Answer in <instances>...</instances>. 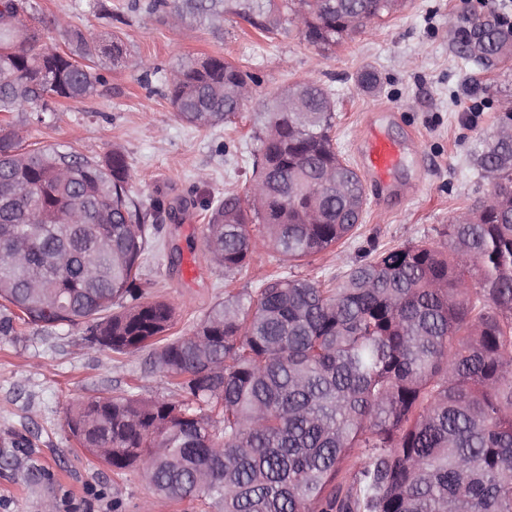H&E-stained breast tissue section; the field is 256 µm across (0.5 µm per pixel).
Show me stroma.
<instances>
[{
    "mask_svg": "<svg viewBox=\"0 0 512 512\" xmlns=\"http://www.w3.org/2000/svg\"><path fill=\"white\" fill-rule=\"evenodd\" d=\"M94 1L38 0L45 37L58 39V20L95 36L112 31L128 46L126 63L102 60L94 96L62 102L49 124H25L19 134L27 144L71 145L95 158L119 148L135 196L176 207L162 225L161 248L142 266L150 298L175 308V334L190 333L226 291L257 288L264 274L324 280L344 275L373 250L439 240L453 216L489 190L469 153L512 100V58L493 69L474 65L459 54L450 24L501 12L504 0H406L391 17L329 50L309 45L292 26L263 38L230 12L211 25H176L163 14L132 10V0H102L112 12L107 21L96 17ZM214 53L241 67L254 97L231 123L202 130L176 117L161 95L162 79L181 57ZM367 68L379 78L373 93L356 86ZM302 78L332 90V136L351 167H359L372 128L397 144L399 162L385 181L365 180L362 218L346 244L296 268L261 246L248 271L226 282L204 247L203 205L244 192L256 112ZM130 388L149 400L176 392L149 350L120 355L90 347L81 326L0 334V454L8 456L0 461V512H45L50 503L56 512H204L154 495L140 472L115 475L70 434L66 412L73 402Z\"/></svg>",
    "mask_w": 512,
    "mask_h": 512,
    "instance_id": "1",
    "label": "stroma"
}]
</instances>
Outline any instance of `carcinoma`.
<instances>
[{
	"mask_svg": "<svg viewBox=\"0 0 512 512\" xmlns=\"http://www.w3.org/2000/svg\"><path fill=\"white\" fill-rule=\"evenodd\" d=\"M267 37L294 25L329 50L404 0H147L142 9L214 22L227 2ZM0 0V114L31 117L101 82L96 59L127 58L117 34L90 40L57 26L67 50L47 53L36 0L14 15ZM466 59L484 67L512 51L499 17L458 23ZM248 75L222 56H185L165 78L183 122L212 129L243 106ZM259 113L250 150L251 203L212 205L204 245L230 278L257 242L296 265L351 238L364 188L333 142L331 92L302 79ZM16 121V122H18ZM11 120L0 128V306L45 331L86 324L88 341L118 354L153 349L176 381L170 400L132 394L76 404L67 426L120 475L143 467L153 490L215 512H512V109L472 155L497 183L457 214L438 244H406L350 267L340 280L265 277L229 293L173 336L171 304L144 300L145 256L167 209H145L125 155L89 158L52 146L26 149Z\"/></svg>",
	"mask_w": 512,
	"mask_h": 512,
	"instance_id": "carcinoma-1",
	"label": "carcinoma"
}]
</instances>
